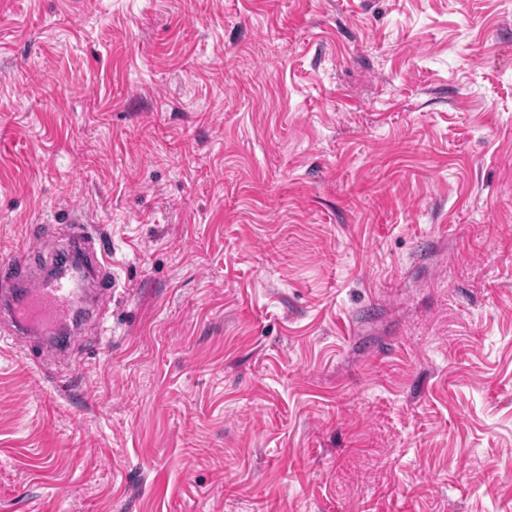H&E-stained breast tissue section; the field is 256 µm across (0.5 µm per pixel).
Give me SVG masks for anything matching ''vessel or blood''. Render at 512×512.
<instances>
[{"label": "vessel or blood", "instance_id": "1", "mask_svg": "<svg viewBox=\"0 0 512 512\" xmlns=\"http://www.w3.org/2000/svg\"><path fill=\"white\" fill-rule=\"evenodd\" d=\"M69 236L73 245L87 254L85 270L76 275L36 272L28 247L0 259V322L12 327L20 345L40 339L39 354L34 358L38 369L45 355H58L59 349L49 336L71 320L73 301L86 284H93L101 300L112 297L111 253L96 227L75 216Z\"/></svg>", "mask_w": 512, "mask_h": 512}]
</instances>
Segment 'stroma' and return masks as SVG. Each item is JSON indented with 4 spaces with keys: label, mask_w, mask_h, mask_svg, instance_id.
<instances>
[{
    "label": "stroma",
    "mask_w": 512,
    "mask_h": 512,
    "mask_svg": "<svg viewBox=\"0 0 512 512\" xmlns=\"http://www.w3.org/2000/svg\"><path fill=\"white\" fill-rule=\"evenodd\" d=\"M0 512H512V0H0ZM71 222L68 226L70 240L87 254L85 271L73 276L35 273L31 246L0 260L1 288H21L2 290L1 323L13 328L20 346L31 344L34 338L42 339L38 355L32 357L35 363L29 362L36 370L42 369L46 355H58L59 348L47 336L71 320L73 301L86 287L88 278L102 301L112 298L111 252L102 244L96 227L83 224L76 214Z\"/></svg>",
    "instance_id": "obj_1"
}]
</instances>
